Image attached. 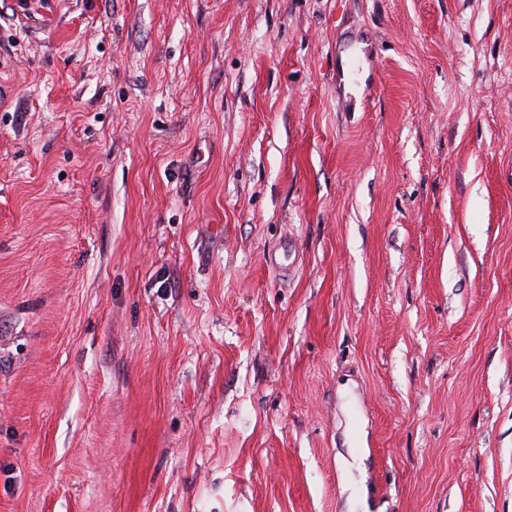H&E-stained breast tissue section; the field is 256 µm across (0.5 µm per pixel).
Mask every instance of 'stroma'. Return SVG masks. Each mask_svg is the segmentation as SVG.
I'll return each mask as SVG.
<instances>
[{
  "label": "stroma",
  "instance_id": "stroma-1",
  "mask_svg": "<svg viewBox=\"0 0 512 512\" xmlns=\"http://www.w3.org/2000/svg\"><path fill=\"white\" fill-rule=\"evenodd\" d=\"M0 512H512V0H0Z\"/></svg>",
  "mask_w": 512,
  "mask_h": 512
}]
</instances>
